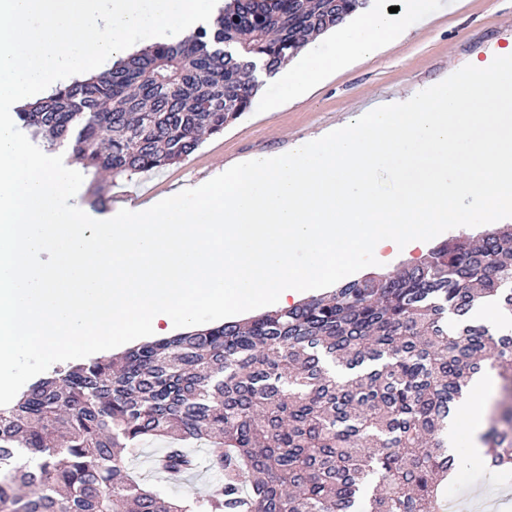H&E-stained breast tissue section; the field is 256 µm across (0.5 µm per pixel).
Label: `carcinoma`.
I'll return each mask as SVG.
<instances>
[{"label": "carcinoma", "mask_w": 512, "mask_h": 512, "mask_svg": "<svg viewBox=\"0 0 512 512\" xmlns=\"http://www.w3.org/2000/svg\"><path fill=\"white\" fill-rule=\"evenodd\" d=\"M368 0H228L215 28L157 44L18 113L112 179L178 163L252 104L307 40ZM512 226L441 242L394 273H369L289 309L137 343L56 370L0 407V512H440L461 460L448 420L473 375L512 389ZM348 377L339 382L332 370ZM165 442L166 473L212 448L214 491L184 504L130 457ZM512 470V412L483 434Z\"/></svg>", "instance_id": "cac0c4a2"}]
</instances>
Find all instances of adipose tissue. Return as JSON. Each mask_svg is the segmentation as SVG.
Listing matches in <instances>:
<instances>
[{
    "mask_svg": "<svg viewBox=\"0 0 512 512\" xmlns=\"http://www.w3.org/2000/svg\"><path fill=\"white\" fill-rule=\"evenodd\" d=\"M429 20L428 0H403L402 8L395 13L356 11L337 24L334 55L317 57L304 64L287 61L278 68L275 76L281 94L271 103V110H279L288 102L306 96L324 78L373 58L401 41L410 33L412 22L425 24Z\"/></svg>",
    "mask_w": 512,
    "mask_h": 512,
    "instance_id": "adipose-tissue-1",
    "label": "adipose tissue"
}]
</instances>
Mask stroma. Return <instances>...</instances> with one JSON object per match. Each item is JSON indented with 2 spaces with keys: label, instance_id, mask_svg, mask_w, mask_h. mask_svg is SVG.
<instances>
[{
  "label": "stroma",
  "instance_id": "stroma-1",
  "mask_svg": "<svg viewBox=\"0 0 512 512\" xmlns=\"http://www.w3.org/2000/svg\"><path fill=\"white\" fill-rule=\"evenodd\" d=\"M430 8V23L382 54L321 83L306 99L269 111L280 89L276 81L266 80L250 109L222 134L205 138L176 165L106 183L107 195L116 203L136 195L163 199L180 186H200L217 165L286 151L298 138L335 126L376 100L432 84L449 66L460 68L512 45V0H465L461 7L455 0H430ZM444 486L469 510L497 499L499 488L512 491V475L469 466L449 475Z\"/></svg>",
  "mask_w": 512,
  "mask_h": 512
}]
</instances>
